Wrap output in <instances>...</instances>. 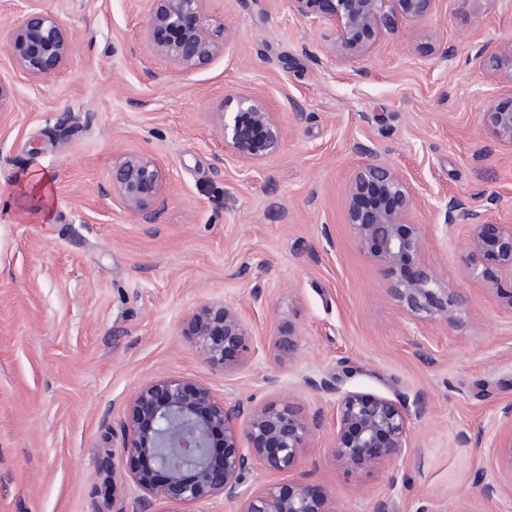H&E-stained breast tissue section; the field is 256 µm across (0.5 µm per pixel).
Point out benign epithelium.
I'll return each instance as SVG.
<instances>
[{"instance_id":"1","label":"benign epithelium","mask_w":512,"mask_h":512,"mask_svg":"<svg viewBox=\"0 0 512 512\" xmlns=\"http://www.w3.org/2000/svg\"><path fill=\"white\" fill-rule=\"evenodd\" d=\"M207 0H153L147 30H166L168 40L153 51L181 70L208 65L223 50L224 34L205 16ZM293 11L312 22L326 20L333 29V48L352 56L370 52L384 33L396 34L404 20H426L438 0H289ZM16 67L31 81L61 70L73 42L49 13L32 8L7 40ZM483 66L498 71L512 68V41L496 50L481 51ZM224 146L239 158L262 161L274 154L283 137L279 113L264 95L236 92L224 98L218 112ZM490 143L512 147V101L490 105L481 113ZM112 201L122 210L150 224L164 205V175L160 165L145 154H129L112 166ZM416 195L411 182L392 165L373 159L362 165L347 188L345 213L361 247L388 281V293L411 317L461 325V312L470 304L467 294L448 286L430 264L413 262L424 248L422 225L414 220ZM448 224L468 222L469 270L487 275L484 261L495 262L512 278V226L490 224L465 199L451 197L446 204ZM194 335L212 366L226 363L227 355L242 347L247 326L237 308L206 306L194 319ZM299 342L293 333L275 343L281 363L297 357ZM505 424L492 440L512 473V406L503 409ZM333 448L337 460L351 469L378 470L404 457L410 448L411 422L406 401L346 391L338 394ZM321 426L318 415H300L284 399L264 407H247L216 397L202 381L178 378L148 383L136 392L123 423L122 452L134 462L147 457L164 477L151 480L133 469L142 490L132 507L104 493L98 512H176L174 506L222 498L237 512H335L333 502L317 484L304 479L288 487L276 483L246 485L259 468L290 471L309 438ZM224 436L214 443L212 429ZM512 487V477H494L483 484L481 496L490 500Z\"/></svg>"}]
</instances>
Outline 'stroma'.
<instances>
[{
    "mask_svg": "<svg viewBox=\"0 0 512 512\" xmlns=\"http://www.w3.org/2000/svg\"><path fill=\"white\" fill-rule=\"evenodd\" d=\"M31 4L73 41L69 63L36 83L6 49ZM151 8L0 0V512H96L127 467L135 392L174 376L320 415L296 470L251 484L302 477L336 512H512V492L479 495L501 469L490 443L512 404V278L470 277L469 227L445 222L455 195L512 225V149L488 148L480 124L512 99V80L477 58L512 40V0H439L366 56L334 59L329 23L288 0H208L224 50L191 71L153 53ZM238 90L284 117L259 163L224 147L217 112ZM132 153L165 176L150 224L112 203V165ZM374 156L414 187L421 260L470 295L461 327L409 319L347 224L348 184ZM210 303L248 328L223 367L192 334ZM290 331L300 348L282 364L275 343ZM340 391L424 403L407 455L375 471L340 465Z\"/></svg>",
    "mask_w": 512,
    "mask_h": 512,
    "instance_id": "35a3bbf8",
    "label": "stroma"
}]
</instances>
